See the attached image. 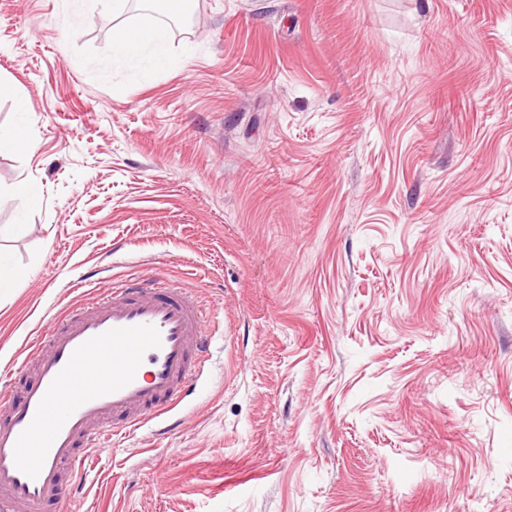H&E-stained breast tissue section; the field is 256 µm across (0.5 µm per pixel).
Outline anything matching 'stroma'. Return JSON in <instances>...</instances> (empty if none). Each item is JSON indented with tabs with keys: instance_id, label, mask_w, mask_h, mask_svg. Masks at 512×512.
<instances>
[{
	"instance_id": "stroma-1",
	"label": "stroma",
	"mask_w": 512,
	"mask_h": 512,
	"mask_svg": "<svg viewBox=\"0 0 512 512\" xmlns=\"http://www.w3.org/2000/svg\"><path fill=\"white\" fill-rule=\"evenodd\" d=\"M159 20L0 0V392L113 283L210 312L72 512H512V0H190L166 68L113 57ZM30 144L26 128H22L21 125L0 129V151L28 149Z\"/></svg>"
}]
</instances>
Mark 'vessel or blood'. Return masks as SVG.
Segmentation results:
<instances>
[{
    "label": "vessel or blood",
    "instance_id": "vessel-or-blood-1",
    "mask_svg": "<svg viewBox=\"0 0 512 512\" xmlns=\"http://www.w3.org/2000/svg\"><path fill=\"white\" fill-rule=\"evenodd\" d=\"M203 308L185 288L123 281L52 327L0 397V512H67L92 448L169 417L209 359Z\"/></svg>",
    "mask_w": 512,
    "mask_h": 512
}]
</instances>
